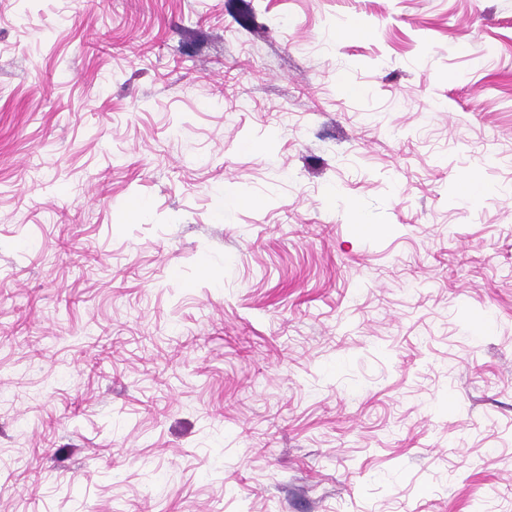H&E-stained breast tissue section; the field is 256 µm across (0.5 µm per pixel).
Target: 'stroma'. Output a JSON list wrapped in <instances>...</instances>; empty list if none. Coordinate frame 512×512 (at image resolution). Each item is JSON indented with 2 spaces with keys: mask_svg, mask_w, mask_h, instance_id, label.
Wrapping results in <instances>:
<instances>
[{
  "mask_svg": "<svg viewBox=\"0 0 512 512\" xmlns=\"http://www.w3.org/2000/svg\"><path fill=\"white\" fill-rule=\"evenodd\" d=\"M0 512H512V0H0Z\"/></svg>",
  "mask_w": 512,
  "mask_h": 512,
  "instance_id": "35a3bbf8",
  "label": "stroma"
}]
</instances>
